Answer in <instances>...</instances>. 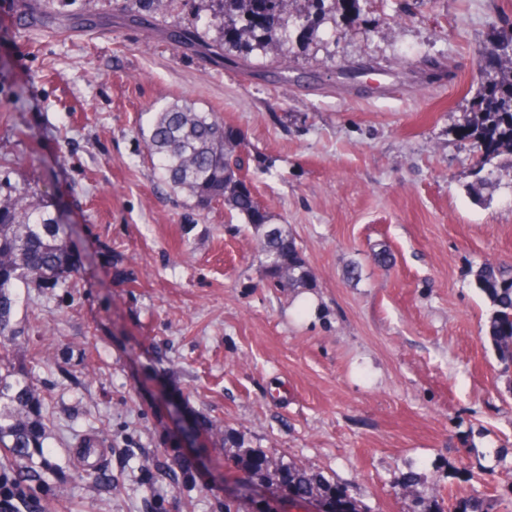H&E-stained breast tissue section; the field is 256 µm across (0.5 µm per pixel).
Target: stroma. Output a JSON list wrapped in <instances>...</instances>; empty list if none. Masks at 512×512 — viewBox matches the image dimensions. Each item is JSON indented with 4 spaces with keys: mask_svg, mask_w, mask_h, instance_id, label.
Instances as JSON below:
<instances>
[{
    "mask_svg": "<svg viewBox=\"0 0 512 512\" xmlns=\"http://www.w3.org/2000/svg\"><path fill=\"white\" fill-rule=\"evenodd\" d=\"M189 11L0 0V182L39 183L80 271L20 291L0 359L46 434L0 473L38 512H317L263 480L240 496L232 435L371 512L415 490L512 512V370L475 281L512 267V170L482 179L455 134L512 0H359L224 58L169 39ZM177 100L238 131L304 286H270L241 216L163 184L143 133Z\"/></svg>",
    "mask_w": 512,
    "mask_h": 512,
    "instance_id": "35a3bbf8",
    "label": "stroma"
}]
</instances>
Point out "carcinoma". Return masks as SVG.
Wrapping results in <instances>:
<instances>
[{"instance_id":"1","label":"carcinoma","mask_w":512,"mask_h":512,"mask_svg":"<svg viewBox=\"0 0 512 512\" xmlns=\"http://www.w3.org/2000/svg\"><path fill=\"white\" fill-rule=\"evenodd\" d=\"M305 2L318 8L324 0H189L198 26L174 29L180 42L194 35L205 38L214 27L217 36L210 51L226 49L252 52L270 45L269 37L285 33L292 18L291 6ZM461 138L481 153V164L507 154L512 156V59L499 68L483 87L476 109L459 128ZM146 146L156 160L161 180L172 191H186L199 206L222 201L256 230L265 229L258 253L270 282L275 286L305 283L308 270L293 237L278 227L266 228L267 212L245 179L238 175L243 159L238 154L241 141L229 142L224 122L207 112H196L187 105L173 103L157 113L149 127ZM234 159L236 170L224 167ZM66 225L44 205L36 183L7 187L0 196V342L12 340L11 316L17 288H54L68 283L75 274V263L67 244ZM477 288L495 307L489 324V338L499 359L512 364V274L485 264L476 273ZM15 373L0 372V398L8 396L16 408L0 413V448H40L43 426L29 410V390L18 387ZM235 460L243 473L242 487L262 477L271 484L288 485L293 499L320 500L339 512H367L346 488L335 481L308 473L303 468L236 446Z\"/></svg>"}]
</instances>
